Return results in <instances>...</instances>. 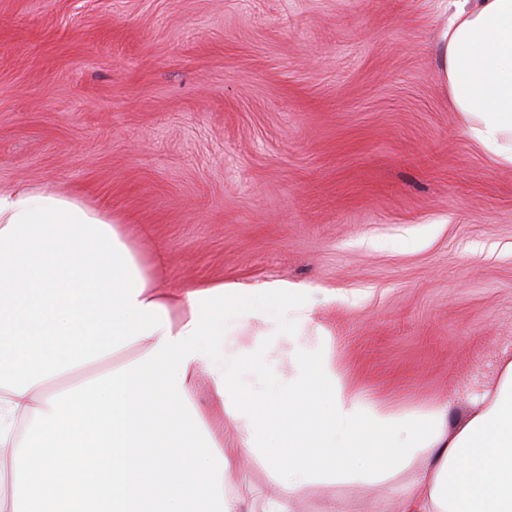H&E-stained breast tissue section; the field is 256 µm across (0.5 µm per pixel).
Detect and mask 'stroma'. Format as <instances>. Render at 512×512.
<instances>
[{"label": "stroma", "instance_id": "1", "mask_svg": "<svg viewBox=\"0 0 512 512\" xmlns=\"http://www.w3.org/2000/svg\"><path fill=\"white\" fill-rule=\"evenodd\" d=\"M442 0H0V183L124 224L165 288L304 285L350 382L452 400L512 352V166L460 128ZM386 486L313 484L297 512Z\"/></svg>", "mask_w": 512, "mask_h": 512}]
</instances>
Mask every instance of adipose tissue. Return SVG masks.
Masks as SVG:
<instances>
[{
	"label": "adipose tissue",
	"mask_w": 512,
	"mask_h": 512,
	"mask_svg": "<svg viewBox=\"0 0 512 512\" xmlns=\"http://www.w3.org/2000/svg\"><path fill=\"white\" fill-rule=\"evenodd\" d=\"M438 49L462 128L512 166V0H458ZM258 361L281 368L261 402L238 379ZM451 413L447 399L390 410L354 389L298 284L168 292L111 216L50 186L0 185V512H246L250 454L274 474L259 512L416 461L400 512H512V353L475 412Z\"/></svg>",
	"instance_id": "1"
}]
</instances>
